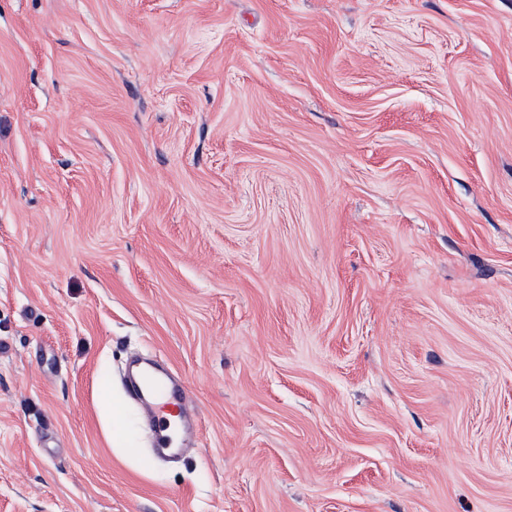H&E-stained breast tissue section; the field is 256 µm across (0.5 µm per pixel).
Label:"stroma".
I'll return each mask as SVG.
<instances>
[{
    "label": "stroma",
    "instance_id": "35a3bbf8",
    "mask_svg": "<svg viewBox=\"0 0 512 512\" xmlns=\"http://www.w3.org/2000/svg\"><path fill=\"white\" fill-rule=\"evenodd\" d=\"M0 512H512V0H0ZM143 380H146L144 383ZM137 396L148 404L155 423V444L165 450L176 449L171 437L165 432L170 428V417L182 413L181 395L168 382L153 372L144 371L134 386Z\"/></svg>",
    "mask_w": 512,
    "mask_h": 512
}]
</instances>
